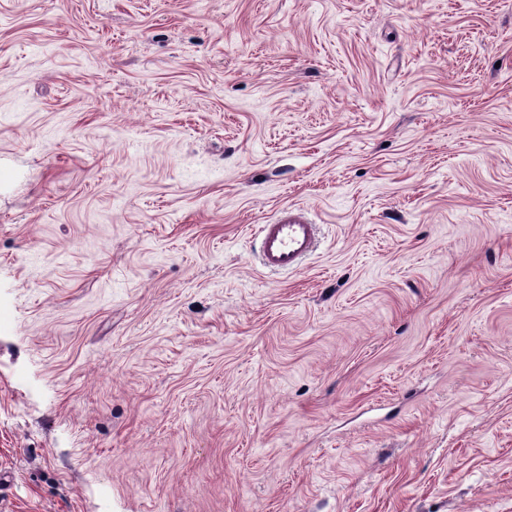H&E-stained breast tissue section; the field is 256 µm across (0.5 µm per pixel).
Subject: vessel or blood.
Returning <instances> with one entry per match:
<instances>
[{"instance_id":"obj_1","label":"vessel or blood","mask_w":512,"mask_h":512,"mask_svg":"<svg viewBox=\"0 0 512 512\" xmlns=\"http://www.w3.org/2000/svg\"><path fill=\"white\" fill-rule=\"evenodd\" d=\"M317 226L303 210L283 211L273 223L262 225V261L270 269L297 268L314 250Z\"/></svg>"}]
</instances>
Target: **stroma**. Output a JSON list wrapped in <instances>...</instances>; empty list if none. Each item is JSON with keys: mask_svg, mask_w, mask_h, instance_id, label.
Returning <instances> with one entry per match:
<instances>
[{"mask_svg": "<svg viewBox=\"0 0 512 512\" xmlns=\"http://www.w3.org/2000/svg\"><path fill=\"white\" fill-rule=\"evenodd\" d=\"M0 512H512V0H0ZM317 225L301 209H288L275 222L261 225L263 265L297 268L314 250Z\"/></svg>", "mask_w": 512, "mask_h": 512, "instance_id": "stroma-1", "label": "stroma"}]
</instances>
